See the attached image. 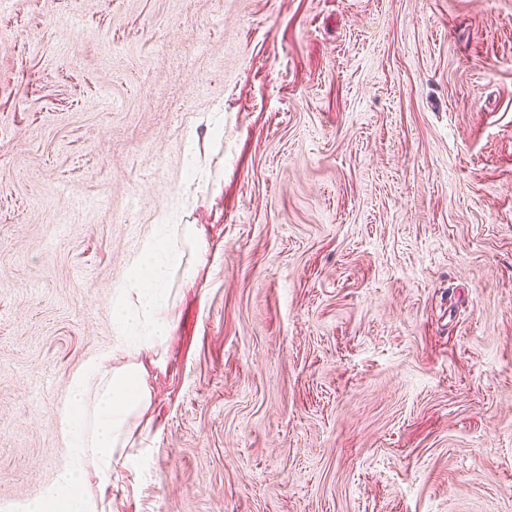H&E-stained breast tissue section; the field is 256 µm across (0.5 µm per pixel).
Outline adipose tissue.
Returning a JSON list of instances; mask_svg holds the SVG:
<instances>
[{
    "instance_id": "1",
    "label": "adipose tissue",
    "mask_w": 512,
    "mask_h": 512,
    "mask_svg": "<svg viewBox=\"0 0 512 512\" xmlns=\"http://www.w3.org/2000/svg\"><path fill=\"white\" fill-rule=\"evenodd\" d=\"M188 251L196 263L186 267L182 261ZM205 255L201 234L192 224H157L143 240L131 275L115 291V347L88 361L71 382L61 416L71 459L28 503V512H97L87 483L111 487L114 467L123 461L153 397L145 381L146 366L135 356L165 343L174 320L173 279L194 280Z\"/></svg>"
}]
</instances>
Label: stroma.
Instances as JSON below:
<instances>
[{"label": "stroma", "instance_id": "obj_1", "mask_svg": "<svg viewBox=\"0 0 512 512\" xmlns=\"http://www.w3.org/2000/svg\"><path fill=\"white\" fill-rule=\"evenodd\" d=\"M111 512H512V0H0V500L69 460L153 225ZM184 246L195 257L189 267L182 265ZM206 252L194 224H156L143 240L131 275L115 290V347L88 361L71 382L68 405L61 416L70 462L27 504L28 512L97 511L86 493L88 479L92 477L101 489L112 487L114 467L126 459L124 448L132 443L153 397L145 381L146 366L134 360V354L144 349L157 355L174 320L173 279L181 271L182 280L193 281ZM119 358H126V363L112 366Z\"/></svg>", "mask_w": 512, "mask_h": 512}]
</instances>
